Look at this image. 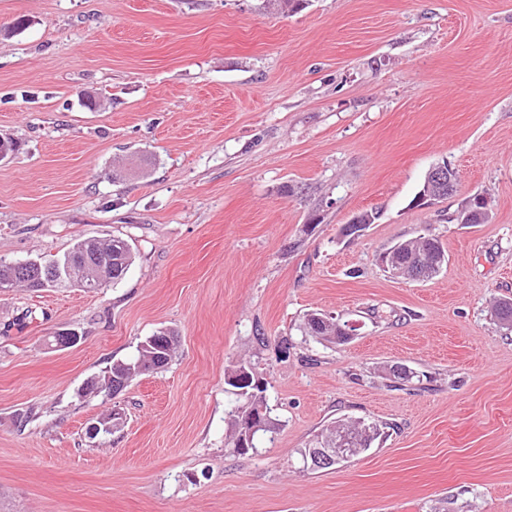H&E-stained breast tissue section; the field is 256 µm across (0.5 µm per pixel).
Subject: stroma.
Listing matches in <instances>:
<instances>
[{
  "label": "stroma",
  "instance_id": "obj_1",
  "mask_svg": "<svg viewBox=\"0 0 512 512\" xmlns=\"http://www.w3.org/2000/svg\"><path fill=\"white\" fill-rule=\"evenodd\" d=\"M0 139V260L135 253L107 288L0 292V512H512V0H0ZM444 161L456 193L413 206ZM473 194L489 221L454 223ZM420 234L446 265L392 277ZM166 328L167 368L82 397ZM242 364L279 422L245 454ZM339 417L391 430L303 469ZM315 315H321L320 316V319L327 325L329 326L330 328H333L336 332V336H345L347 337V341L350 340L352 337H353V329H351V326H349V324H341L338 320L335 319L334 316L332 315H322V313L320 312H314V313H310L307 315L306 317V322H305V330L310 333L312 336H317L319 338H321L322 340H325V341H328V342H335L336 339H331V338H328V337H325V333H323L321 329H318L316 328V322L314 321V317ZM333 344H336L333 343Z\"/></svg>",
  "mask_w": 512,
  "mask_h": 512
}]
</instances>
